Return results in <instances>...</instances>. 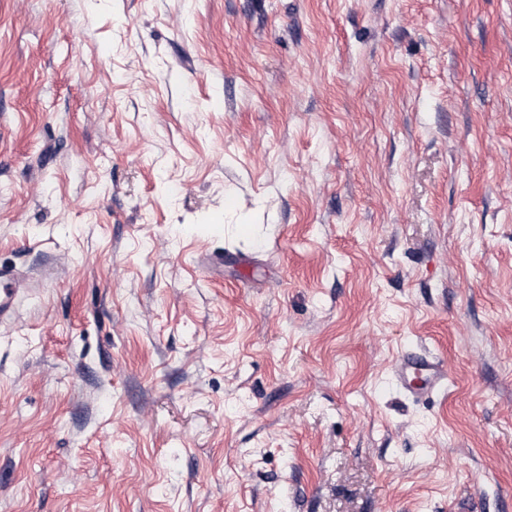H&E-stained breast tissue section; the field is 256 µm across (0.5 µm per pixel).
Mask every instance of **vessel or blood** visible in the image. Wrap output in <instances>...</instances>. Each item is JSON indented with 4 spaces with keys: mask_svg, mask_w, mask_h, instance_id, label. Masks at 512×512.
<instances>
[{
    "mask_svg": "<svg viewBox=\"0 0 512 512\" xmlns=\"http://www.w3.org/2000/svg\"><path fill=\"white\" fill-rule=\"evenodd\" d=\"M24 285V276L16 267L0 265L1 320L12 315ZM392 379L408 397L419 401L441 392L448 372L424 347L410 346L402 353L400 363L394 366Z\"/></svg>",
    "mask_w": 512,
    "mask_h": 512,
    "instance_id": "obj_1",
    "label": "vessel or blood"
}]
</instances>
